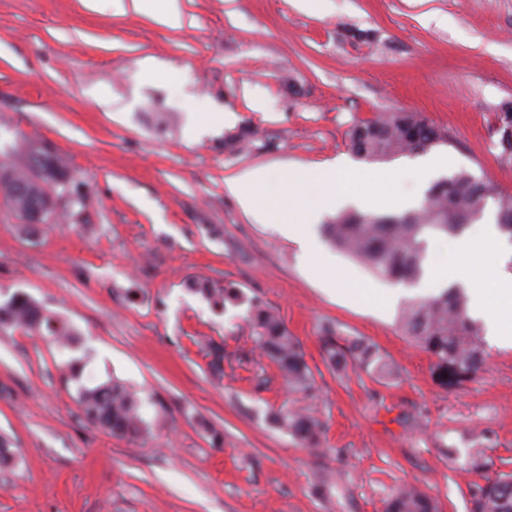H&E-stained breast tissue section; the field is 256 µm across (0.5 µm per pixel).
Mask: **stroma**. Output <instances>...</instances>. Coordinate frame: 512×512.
I'll return each instance as SVG.
<instances>
[{
    "label": "stroma",
    "mask_w": 512,
    "mask_h": 512,
    "mask_svg": "<svg viewBox=\"0 0 512 512\" xmlns=\"http://www.w3.org/2000/svg\"><path fill=\"white\" fill-rule=\"evenodd\" d=\"M167 27L132 5L0 0V151L23 133L68 161L83 202L28 234L0 203V303L23 292L74 328L76 349L0 327V512H384L419 486L437 512H471L487 476L512 472V346L484 338L482 369L450 383L398 328L416 287L394 284L325 239L304 250L244 211L227 178L336 165L397 172L383 187L401 214L423 205L425 154L367 163L347 133L378 112L422 113L452 144L444 176L468 170L512 193L495 114L512 102V0H178ZM254 130L249 143L226 136ZM395 289L366 305L324 275ZM196 279L233 284L216 310ZM284 319L316 370L305 404L321 449L267 422L296 396L261 358L248 299ZM374 344L380 381L321 359L323 325ZM240 360L223 380L199 343ZM83 364L79 381L61 365ZM137 391L148 430L116 439L87 424L79 384ZM221 434L213 445L205 424Z\"/></svg>",
    "instance_id": "obj_1"
}]
</instances>
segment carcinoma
<instances>
[{
	"label": "carcinoma",
	"mask_w": 512,
	"mask_h": 512,
	"mask_svg": "<svg viewBox=\"0 0 512 512\" xmlns=\"http://www.w3.org/2000/svg\"><path fill=\"white\" fill-rule=\"evenodd\" d=\"M452 142L449 133L419 112H382L349 130L351 151L369 163L423 153ZM34 144L29 141L25 153L17 158H10L7 151L0 154V178L10 183L3 198L13 212L43 210L55 215L65 193L72 188L73 177L61 154L35 149ZM490 199L497 209L499 230L512 239V193L498 191L465 170L435 182L418 210L400 216L344 213L323 225V232L334 247L378 276L414 285L425 274L429 242L461 234L480 218ZM193 291L216 309L239 300L235 289L218 288L208 279L195 281ZM248 323L263 356L276 365L293 392L308 396L318 390L300 342L265 302L249 301ZM0 326L37 333L61 349L70 350L78 343L67 322L21 292L0 303ZM399 327L446 371L475 374L483 365V326L469 315L468 297L458 287L408 303L401 312ZM320 340L323 362L332 372L339 373L351 365L379 379L392 374L390 364L375 345L340 336L332 324L322 327ZM203 353L210 373L223 378L224 361L228 359L224 343L210 340ZM77 402L88 423L116 438L135 437L146 430L137 393L118 380L81 387ZM268 419L290 433L301 447L313 451L320 448L323 422L313 413L282 406L271 411ZM386 512H436V505L417 486L404 485L388 497ZM473 512H512V473L487 478L475 497Z\"/></svg>",
	"instance_id": "1"
}]
</instances>
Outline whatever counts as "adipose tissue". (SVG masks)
Segmentation results:
<instances>
[{"mask_svg": "<svg viewBox=\"0 0 512 512\" xmlns=\"http://www.w3.org/2000/svg\"><path fill=\"white\" fill-rule=\"evenodd\" d=\"M377 177L336 167L304 169L275 176L264 168H254L227 182V188L251 212L269 216L271 224L284 237L302 241L305 227L316 221L322 212L338 209L346 203L372 205L377 196ZM323 191L318 205L308 199L310 188ZM501 232L496 224L472 225L463 239L448 243V271H432L425 285L441 287L456 280L467 289L474 314L485 316L491 335L504 344H512V274L495 278L494 290L484 288L479 274L457 277L460 267L472 261L475 253L487 245L498 246Z\"/></svg>", "mask_w": 512, "mask_h": 512, "instance_id": "adipose-tissue-1", "label": "adipose tissue"}]
</instances>
